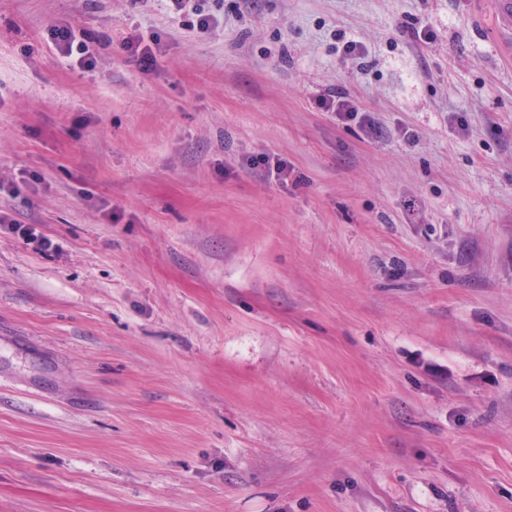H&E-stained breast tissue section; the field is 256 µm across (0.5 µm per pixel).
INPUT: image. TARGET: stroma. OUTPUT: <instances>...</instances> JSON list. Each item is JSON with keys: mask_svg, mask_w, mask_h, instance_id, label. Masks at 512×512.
<instances>
[{"mask_svg": "<svg viewBox=\"0 0 512 512\" xmlns=\"http://www.w3.org/2000/svg\"><path fill=\"white\" fill-rule=\"evenodd\" d=\"M217 18L0 0V512H512L496 0ZM50 40L54 48L63 57L75 61L81 67H93L94 61L87 54V50L82 41H78L72 29L63 27H53L50 32ZM122 46L131 56L140 59L147 70L157 63V55L160 54V47L154 39H150V42H146L141 36L129 35L123 39ZM319 107L326 112H336L339 117L356 118L358 109L349 100L336 97V95H323L319 100Z\"/></svg>", "mask_w": 512, "mask_h": 512, "instance_id": "obj_1", "label": "stroma"}]
</instances>
